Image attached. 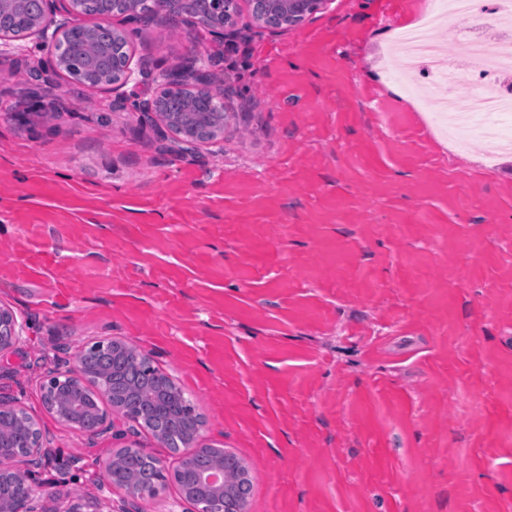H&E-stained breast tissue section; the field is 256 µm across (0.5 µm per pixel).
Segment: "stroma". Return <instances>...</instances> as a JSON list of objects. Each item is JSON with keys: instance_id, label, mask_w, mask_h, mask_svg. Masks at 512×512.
<instances>
[{"instance_id": "obj_1", "label": "stroma", "mask_w": 512, "mask_h": 512, "mask_svg": "<svg viewBox=\"0 0 512 512\" xmlns=\"http://www.w3.org/2000/svg\"><path fill=\"white\" fill-rule=\"evenodd\" d=\"M426 0H326L287 31L222 43L111 16L136 83L59 70L0 39V306L23 338L0 400L38 424L44 512H193L174 482L131 496L120 448L176 466L108 409L91 437L41 388L105 337L137 347L247 461L248 512H512V151L458 148L437 95L391 77ZM252 107L247 134L173 151L144 107L190 60Z\"/></svg>"}]
</instances>
